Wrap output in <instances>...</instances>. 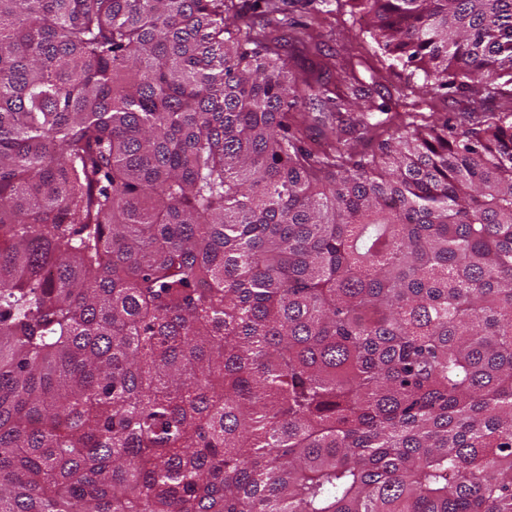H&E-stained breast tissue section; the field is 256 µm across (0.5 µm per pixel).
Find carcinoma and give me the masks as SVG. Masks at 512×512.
Returning <instances> with one entry per match:
<instances>
[{
    "mask_svg": "<svg viewBox=\"0 0 512 512\" xmlns=\"http://www.w3.org/2000/svg\"><path fill=\"white\" fill-rule=\"evenodd\" d=\"M281 2L0 0V512H512V0ZM305 0H288V4L283 7L288 13V18H298L303 11L310 8L319 10H329L328 13L321 14V31L323 33L321 50L322 54L344 55L349 49L363 57L368 64L379 69L383 74V86L392 90L391 85L398 81L395 74L389 71L387 65L392 60H387L382 51L373 42L367 33H363V21L359 15L353 16L351 8L346 4L347 0H328L326 4L320 1H314L309 6H304ZM448 99V104H442L437 112H448V118L451 119L452 124H459L463 119L469 120V123L476 122L483 119V112H503L507 111L511 107V101L507 97H498L494 100L486 101L483 106V112H464L469 105V92L466 90L455 89ZM468 116H471L469 118Z\"/></svg>",
    "mask_w": 512,
    "mask_h": 512,
    "instance_id": "obj_1",
    "label": "carcinoma"
}]
</instances>
